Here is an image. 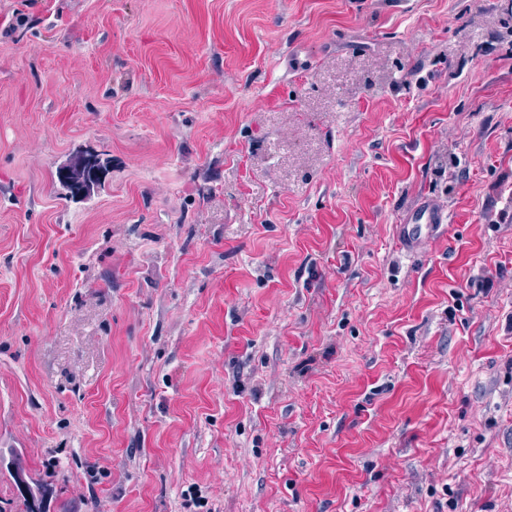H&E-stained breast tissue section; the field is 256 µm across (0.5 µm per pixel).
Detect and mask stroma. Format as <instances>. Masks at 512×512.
Instances as JSON below:
<instances>
[{
  "mask_svg": "<svg viewBox=\"0 0 512 512\" xmlns=\"http://www.w3.org/2000/svg\"><path fill=\"white\" fill-rule=\"evenodd\" d=\"M17 459L48 512H512V0H0V512ZM97 155L92 153H85L76 158H72L65 163L61 164L57 169L60 175L67 178L74 185V197L76 199H83L89 196L92 179L104 178L101 170L94 166V159ZM92 169V170H91ZM57 170L55 173V182L63 191L64 196L70 197L73 193V186L63 179ZM412 221L425 223L426 235L429 236L436 227L445 221L444 209L436 204H424L414 209Z\"/></svg>",
  "mask_w": 512,
  "mask_h": 512,
  "instance_id": "obj_1",
  "label": "stroma"
}]
</instances>
